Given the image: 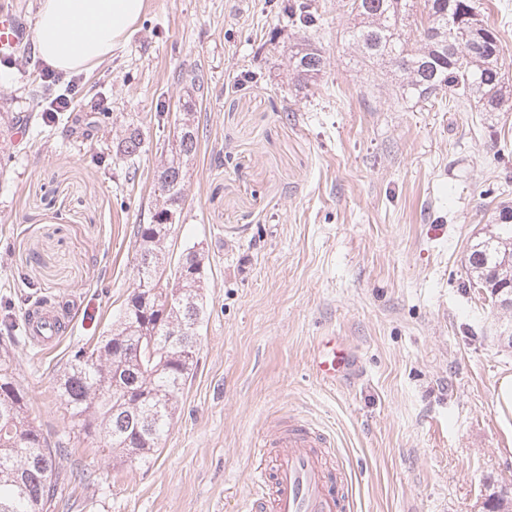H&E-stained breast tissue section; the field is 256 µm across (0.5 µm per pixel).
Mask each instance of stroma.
I'll use <instances>...</instances> for the list:
<instances>
[{
    "instance_id": "stroma-1",
    "label": "stroma",
    "mask_w": 512,
    "mask_h": 512,
    "mask_svg": "<svg viewBox=\"0 0 512 512\" xmlns=\"http://www.w3.org/2000/svg\"><path fill=\"white\" fill-rule=\"evenodd\" d=\"M345 0H315L327 61L306 88L288 72L300 30L287 0H147L125 45L77 73L73 105L41 122L43 62L0 64V314L28 279L68 327L55 348L17 349L29 415L48 441L68 415L55 380L74 347L115 322L134 276V226L185 102L199 150L167 246L203 248L207 315L177 417L146 462L71 442L87 474L47 512H248L252 451L276 415L332 434L356 512H484L512 487V424L496 404L512 375V309L467 287L489 229V188L512 201V112L406 97L363 66ZM512 79V0H483ZM144 133L136 177L115 150ZM342 336L352 366L312 370L315 339Z\"/></svg>"
}]
</instances>
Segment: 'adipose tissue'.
Wrapping results in <instances>:
<instances>
[{
  "instance_id": "adipose-tissue-1",
  "label": "adipose tissue",
  "mask_w": 512,
  "mask_h": 512,
  "mask_svg": "<svg viewBox=\"0 0 512 512\" xmlns=\"http://www.w3.org/2000/svg\"><path fill=\"white\" fill-rule=\"evenodd\" d=\"M146 0H41L36 52L55 70H89L128 40Z\"/></svg>"
}]
</instances>
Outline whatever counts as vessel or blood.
Returning <instances> with one entry per match:
<instances>
[{
  "label": "vessel or blood",
  "mask_w": 512,
  "mask_h": 512,
  "mask_svg": "<svg viewBox=\"0 0 512 512\" xmlns=\"http://www.w3.org/2000/svg\"><path fill=\"white\" fill-rule=\"evenodd\" d=\"M32 31L16 12L0 10V55L11 57L30 44ZM28 333L49 345L60 336L52 312H44L27 325ZM313 371L332 383L349 365V351L342 337L317 340ZM256 488L249 512H354L349 474L335 452V439L305 418L267 426L255 451Z\"/></svg>",
  "instance_id": "vessel-or-blood-1"
}]
</instances>
